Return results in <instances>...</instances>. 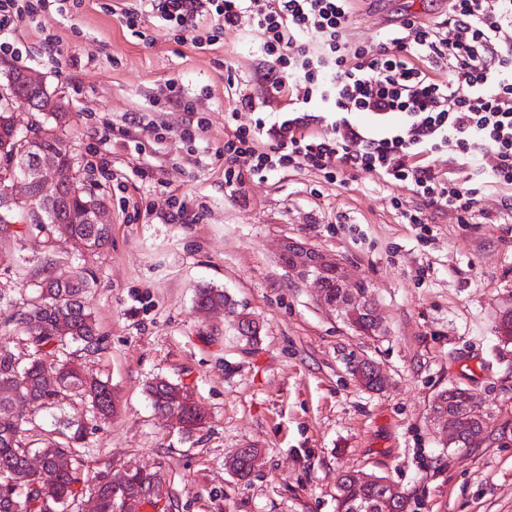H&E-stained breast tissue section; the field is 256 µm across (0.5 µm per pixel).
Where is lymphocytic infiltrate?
Listing matches in <instances>:
<instances>
[{"label": "lymphocytic infiltrate", "instance_id": "lymphocytic-infiltrate-1", "mask_svg": "<svg viewBox=\"0 0 512 512\" xmlns=\"http://www.w3.org/2000/svg\"><path fill=\"white\" fill-rule=\"evenodd\" d=\"M355 0H112L111 13L132 33L146 18L162 21L178 39L214 50L225 30L250 15L262 59L256 69L268 97L287 96L283 120L234 126L239 109H255L238 94L227 109L233 131L224 140V183L244 175L310 169L327 182L351 171L408 188L420 207L402 211L404 223L428 229L430 211H453L459 223H512V0H448L442 19L407 14L377 43L354 39ZM449 80H434L436 70ZM328 102L326 114L308 106ZM402 115L376 130L351 114ZM447 152L454 174L429 165ZM495 164L476 180L479 155ZM504 191L496 212L481 209L486 189Z\"/></svg>", "mask_w": 512, "mask_h": 512}]
</instances>
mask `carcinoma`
Returning <instances> with one entry per match:
<instances>
[{
	"mask_svg": "<svg viewBox=\"0 0 512 512\" xmlns=\"http://www.w3.org/2000/svg\"><path fill=\"white\" fill-rule=\"evenodd\" d=\"M11 115L0 111V164L8 162L14 141ZM41 148L58 156L60 171L70 178L76 169L75 158L67 145L58 140L45 141ZM56 216L68 222L73 246L79 253L95 252L107 244L110 227L87 223V206L103 197L91 189L81 194L61 191ZM43 219L20 225L22 232L40 237L37 245L47 246L53 214L42 211ZM338 275L325 277V296L333 303L345 300L346 290L337 287ZM95 273L81 268L64 284L51 277L39 283L36 294L25 302L26 308L15 319L3 323L0 331V512H45L43 505L66 512L73 505L84 512H136L143 503L162 500L146 488L161 484L154 472L134 468L127 481L114 487L107 481L111 465L94 470L84 459L89 423L74 419L59 405V395L67 394L87 401L94 419H108L115 413L109 382L86 375L69 348L80 345L87 353L103 349L105 337L99 332L94 314L82 300ZM231 303L224 291L212 287L196 290L195 308L204 310ZM339 315L357 330L369 334L374 322L364 308H342ZM496 332L502 341L512 342V309L500 311ZM29 349L30 358L15 354L14 346ZM353 374L371 390L382 387L378 374L357 364ZM190 388L165 378L149 383L147 393L154 411L168 425L189 437L197 422V411L188 401ZM473 396L462 389L440 392L433 411L448 416V443L468 445L485 432V426L469 417ZM50 420L41 437L29 439L28 425L36 417ZM261 460V451L251 448L236 452L228 461L229 469L241 478L249 477ZM386 477L368 474V479L340 477L336 512H374L373 507L388 491Z\"/></svg>",
	"mask_w": 512,
	"mask_h": 512,
	"instance_id": "1",
	"label": "carcinoma"
}]
</instances>
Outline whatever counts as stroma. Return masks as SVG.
<instances>
[{
	"instance_id": "35a3bbf8",
	"label": "stroma",
	"mask_w": 512,
	"mask_h": 512,
	"mask_svg": "<svg viewBox=\"0 0 512 512\" xmlns=\"http://www.w3.org/2000/svg\"><path fill=\"white\" fill-rule=\"evenodd\" d=\"M85 0L73 12H39L7 35L19 56L0 54V84L13 67L40 72L72 119L63 138L88 188L110 207V238L74 259L69 242L50 249L27 235L0 237V322L46 276L75 263L96 281L85 301L104 350L85 355V372L109 381L118 401L89 438L86 458L158 472L166 495L154 512H336L337 480L353 470L385 476L408 497L407 512H512V343L494 320L512 298V224H461L438 213L429 231L402 223L419 200L366 173L327 183L312 170L246 176L224 184L227 76L264 105L237 121L278 119L286 99L267 98L255 70L259 43L250 21L202 53L146 23L152 43ZM444 0H358L352 32L377 42L385 17L412 10L426 18ZM57 40L50 58L45 37ZM176 81L195 114L166 106ZM164 127L141 131L137 116ZM201 128L194 145L179 133ZM186 203L173 219L172 197ZM292 238L344 259L369 283L381 333L366 336L325 311L313 285H297L279 260ZM224 290L236 312L259 323L257 345L239 341L224 312L200 316L197 288ZM357 358L386 377L369 391L350 372ZM188 384L208 414L192 436L166 427L146 388L154 378ZM460 388L488 425L480 446L441 439L436 395ZM262 465L242 480L225 466L243 443Z\"/></svg>"
}]
</instances>
